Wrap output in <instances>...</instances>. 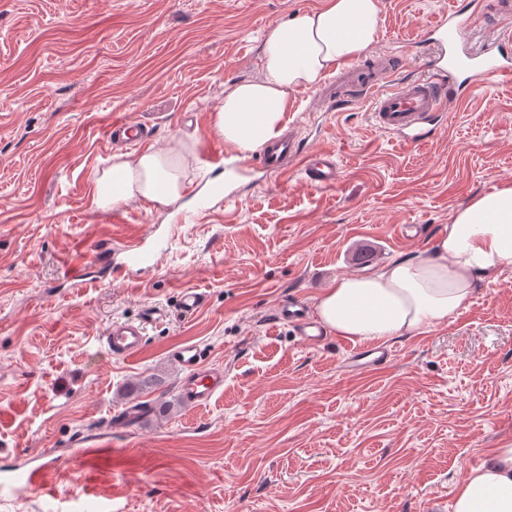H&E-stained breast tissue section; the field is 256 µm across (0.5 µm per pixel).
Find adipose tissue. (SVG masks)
I'll return each instance as SVG.
<instances>
[{
    "mask_svg": "<svg viewBox=\"0 0 512 512\" xmlns=\"http://www.w3.org/2000/svg\"><path fill=\"white\" fill-rule=\"evenodd\" d=\"M379 0H320L311 10L270 27L262 41L261 75L233 83L212 114L210 132L238 161L277 140L293 92L313 86L336 65L373 44ZM195 136L173 138L168 149L113 155L94 179L92 202L106 210L142 200L168 205L185 188L183 163ZM512 271V184L475 196L456 211L433 246L382 271L338 277L322 288L316 314L336 335L387 341L447 322L479 283ZM452 512H512V445L489 456L456 484Z\"/></svg>",
    "mask_w": 512,
    "mask_h": 512,
    "instance_id": "ef3b65f1",
    "label": "adipose tissue"
}]
</instances>
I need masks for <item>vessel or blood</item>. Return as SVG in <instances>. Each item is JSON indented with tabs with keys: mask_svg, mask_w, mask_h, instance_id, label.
Returning a JSON list of instances; mask_svg holds the SVG:
<instances>
[{
	"mask_svg": "<svg viewBox=\"0 0 512 512\" xmlns=\"http://www.w3.org/2000/svg\"><path fill=\"white\" fill-rule=\"evenodd\" d=\"M494 11L499 17L494 26L498 39L503 42L512 40V0H496ZM472 25L471 18L454 10L447 20L430 27L437 56L428 67V76L407 80L397 88L383 86L386 77L393 72L388 59L378 57L364 67L349 66L336 82L337 102L369 96L370 116L378 130L407 144L421 141L440 125L451 84L470 87L493 78H512V55L496 53L489 48L469 49L468 32ZM106 135L111 139H125L128 145L135 146L142 140L143 130L128 120L115 119L109 124ZM257 163L270 171H282L288 164H296L307 183L322 188L334 185L340 172L332 154H308L291 137L271 143L260 153ZM144 245L143 237L131 235L114 247L113 252L125 254L133 263L154 259V251L145 250ZM272 319L280 324L294 325L306 346H316L322 340L321 327L308 318L301 302L280 305L274 310ZM145 334L144 322L125 321L112 324L103 340L112 357L131 360L141 353ZM170 356L183 371L180 394L188 407L207 406L223 395L224 370L208 362L206 351L199 344L183 342L172 349ZM391 357L392 350L386 346L353 347L348 351L351 362L364 360L372 368L386 364Z\"/></svg>",
	"mask_w": 512,
	"mask_h": 512,
	"instance_id": "obj_1",
	"label": "vessel or blood"
}]
</instances>
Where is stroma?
I'll return each mask as SVG.
<instances>
[{
  "mask_svg": "<svg viewBox=\"0 0 512 512\" xmlns=\"http://www.w3.org/2000/svg\"><path fill=\"white\" fill-rule=\"evenodd\" d=\"M318 2L0 0V512H431L512 443V272L447 323L390 340L377 370L347 367L349 339L311 350L270 317L279 299L314 307L334 278L428 248L474 196L512 184V81L453 101L413 145L376 130L368 100L338 110L299 89L285 131L335 155L336 185L233 161L231 200L198 214L224 177L205 154L225 87L258 75L269 27ZM487 2L379 0L370 52L401 64L387 87L425 74L422 31L449 9L476 16L470 47L483 50ZM116 117L158 150L196 135L181 199L91 207ZM402 224L422 236L401 240ZM131 233L159 245L155 266L101 267ZM71 265L90 272L85 287ZM185 288L206 297L192 315ZM151 308L140 356L112 358L104 331ZM185 341L224 368L210 407L179 398L169 351ZM133 399L144 411L123 422ZM47 458L44 489L28 492Z\"/></svg>",
  "mask_w": 512,
  "mask_h": 512,
  "instance_id": "obj_1",
  "label": "stroma"
}]
</instances>
